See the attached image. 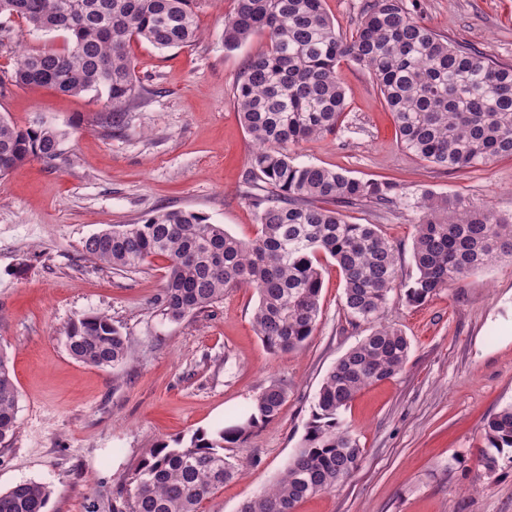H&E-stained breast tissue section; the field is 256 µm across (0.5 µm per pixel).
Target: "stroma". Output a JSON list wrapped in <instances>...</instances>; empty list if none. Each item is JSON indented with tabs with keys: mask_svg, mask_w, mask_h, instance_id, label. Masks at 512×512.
I'll return each mask as SVG.
<instances>
[{
	"mask_svg": "<svg viewBox=\"0 0 512 512\" xmlns=\"http://www.w3.org/2000/svg\"><path fill=\"white\" fill-rule=\"evenodd\" d=\"M436 33L512 65V0H404ZM234 0H194L200 36L192 45L130 47L138 95L121 128L109 125L106 95H68L19 86L13 45L63 48V32L32 30L0 17V117L43 122L63 134L53 163L31 159L0 178V349L18 389L14 436L0 444V490L50 485L47 512H111L121 483L151 448L223 425L269 381L288 396L273 423L236 448L242 474L203 501L200 512H238L265 492L293 456L327 371L369 332L342 309L343 280L322 265L321 312L312 336L290 353L266 348L253 327L255 289L172 321L155 307L165 283L156 258L133 272L86 259L82 246L113 224L154 212L190 210L250 240L259 231L247 194L251 141L236 85L254 36L234 50L223 41ZM348 108L340 132L301 144L299 163L389 179L410 198L429 191L512 216V158L445 170L403 148L374 76L340 66ZM351 222L380 225L413 278L417 213L350 208ZM103 314L131 338L120 374L73 359L64 337L75 321ZM385 321L410 342L397 376L359 392L342 419L364 455L341 486L302 501L297 512H512V449L486 471L485 421L512 404V259L469 275L423 304L389 295Z\"/></svg>",
	"mask_w": 512,
	"mask_h": 512,
	"instance_id": "obj_1",
	"label": "stroma"
}]
</instances>
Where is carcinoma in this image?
<instances>
[{
    "label": "carcinoma",
    "instance_id": "carcinoma-1",
    "mask_svg": "<svg viewBox=\"0 0 512 512\" xmlns=\"http://www.w3.org/2000/svg\"><path fill=\"white\" fill-rule=\"evenodd\" d=\"M234 2L224 19V48L234 50L257 34L267 39L236 87L239 118L252 142L249 181L261 182L250 195L257 236L242 241L201 213L159 210L93 234L83 253L117 271L165 260L155 304L172 320L224 300L229 288H256L253 323L274 352L296 351L310 338L320 314V256L336 261L344 314L370 332L325 375L306 434L280 477L239 510L297 512L304 499L336 488L357 470L363 449L340 416L363 387L395 377L407 362L408 338L382 323L389 293L403 284L407 302L418 305L495 260L512 258V217L423 193L414 202L417 274L404 284L397 249L380 225L351 223L342 209L392 211L407 194L395 182L296 163L292 151L340 131L347 99L338 66L349 61L374 75L401 144L419 159L457 170L512 157V65L449 42L402 0H369L348 37L336 30L323 0ZM2 14L68 36L62 50L17 52L11 81L67 94L103 88L116 128L137 94L130 42L142 39L162 50L198 39L192 0H0ZM61 141L52 126L21 127L0 118V176L31 158L56 160ZM129 345L130 337L102 314L79 319L65 336L72 358L110 368L115 377ZM286 398L285 387L271 381L249 405V427L196 431L151 449L125 479L112 512H198L240 475L228 445L275 421ZM17 409L10 361L0 350V442L14 434ZM483 431L488 447L512 449V405L490 417ZM51 494L42 483L20 482L0 491V512H47Z\"/></svg>",
    "mask_w": 512,
    "mask_h": 512
}]
</instances>
